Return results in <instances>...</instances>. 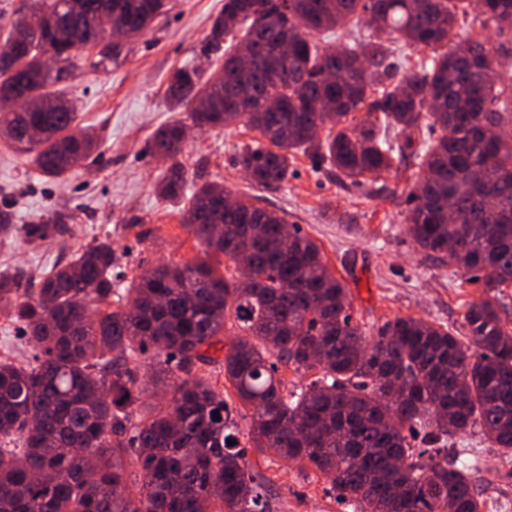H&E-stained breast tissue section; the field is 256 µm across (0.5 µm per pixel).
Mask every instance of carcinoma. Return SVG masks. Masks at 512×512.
<instances>
[{
	"mask_svg": "<svg viewBox=\"0 0 512 512\" xmlns=\"http://www.w3.org/2000/svg\"><path fill=\"white\" fill-rule=\"evenodd\" d=\"M103 2L84 0L75 13L70 0H34L0 48V94L33 103L1 112L0 136L48 177L66 175L98 146L56 88L74 59L86 62L68 32L97 42L116 27L135 38L169 6L123 0L110 14ZM469 8L499 36L512 35V0H224L203 47L224 51L222 71L204 82L179 67L168 94L199 129L241 124L260 136L238 154L259 186L287 182L296 151L352 184L396 162L417 166L406 232L483 280L489 297L464 316L477 352L413 317L368 335L353 320L350 289L312 239L296 230L283 247L284 216L204 183L185 218L203 259L161 264L123 286L112 279V246L101 241L32 291L25 272H0V306L40 349L30 364L0 361V512H270L263 476L228 444L240 431L224 397L198 375L199 365L218 362L212 353L227 327L238 339L224 353V380L252 410L249 443L259 456L310 465L353 512H480L477 477L458 465L448 439L477 427L512 457V328L499 298L512 285V135L497 131L512 72L490 75L484 44L456 33ZM349 23L372 39L325 45V32ZM396 41L431 54L409 68ZM243 42L252 45L248 70L238 58ZM358 111L378 117L349 123ZM423 123L441 135L416 141ZM185 127L170 122L152 140L154 156L170 163L158 186L164 196L185 192L175 163ZM71 220L53 213L28 233L43 237ZM213 254L233 269L219 272ZM242 262L255 273L247 287ZM145 359L159 369L158 399L139 413ZM281 365L313 379L290 391ZM410 434L424 448L415 450Z\"/></svg>",
	"mask_w": 512,
	"mask_h": 512,
	"instance_id": "obj_1",
	"label": "carcinoma"
}]
</instances>
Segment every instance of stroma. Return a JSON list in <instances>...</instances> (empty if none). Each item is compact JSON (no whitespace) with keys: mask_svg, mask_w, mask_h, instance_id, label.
<instances>
[{"mask_svg":"<svg viewBox=\"0 0 512 512\" xmlns=\"http://www.w3.org/2000/svg\"><path fill=\"white\" fill-rule=\"evenodd\" d=\"M223 6L224 0H171L168 13L152 30L124 43L112 64L71 71L60 88L76 102L80 124L96 128L99 145L65 178L43 177L27 153L0 137V212L12 216L10 228L0 230V271L21 268L36 280L104 238L111 240L125 280L164 261L202 257V247L184 225L187 197L171 200L157 192L164 168L149 141L160 126L188 117L168 99L171 72L189 65L207 78L222 68L223 53L206 56L200 48ZM461 33L484 42L495 70L512 68V39L497 37L481 16L470 14ZM255 137L243 126L191 128L178 157L187 189L209 181L282 211L287 223L319 245L331 271L348 285L353 317L366 328L410 316L464 336L465 313L485 299V288L455 265L426 257L406 234L411 189L406 177L391 172L359 185L342 183L326 164L298 153L287 184L267 189L252 184L238 164L240 148ZM55 211L73 214L70 233L27 234L29 224ZM455 442L477 464L483 512H512V461L479 430ZM246 457L270 487L271 512H346L344 503L327 494L323 478L302 464L276 456L264 460L251 450Z\"/></svg>","mask_w":512,"mask_h":512,"instance_id":"stroma-1","label":"stroma"}]
</instances>
